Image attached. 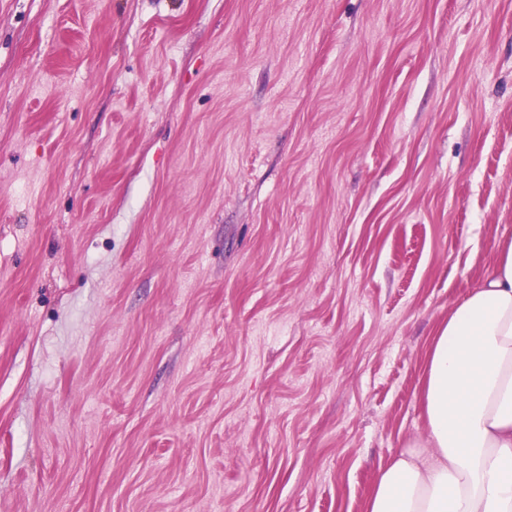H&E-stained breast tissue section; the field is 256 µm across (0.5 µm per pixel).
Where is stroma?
<instances>
[{"label":"stroma","mask_w":512,"mask_h":512,"mask_svg":"<svg viewBox=\"0 0 512 512\" xmlns=\"http://www.w3.org/2000/svg\"><path fill=\"white\" fill-rule=\"evenodd\" d=\"M512 239V0H0V512H365Z\"/></svg>","instance_id":"stroma-1"}]
</instances>
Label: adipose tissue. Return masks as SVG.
<instances>
[{
  "label": "adipose tissue",
  "instance_id": "obj_1",
  "mask_svg": "<svg viewBox=\"0 0 512 512\" xmlns=\"http://www.w3.org/2000/svg\"><path fill=\"white\" fill-rule=\"evenodd\" d=\"M425 441L383 467L367 512H512V240L426 356Z\"/></svg>",
  "mask_w": 512,
  "mask_h": 512
}]
</instances>
